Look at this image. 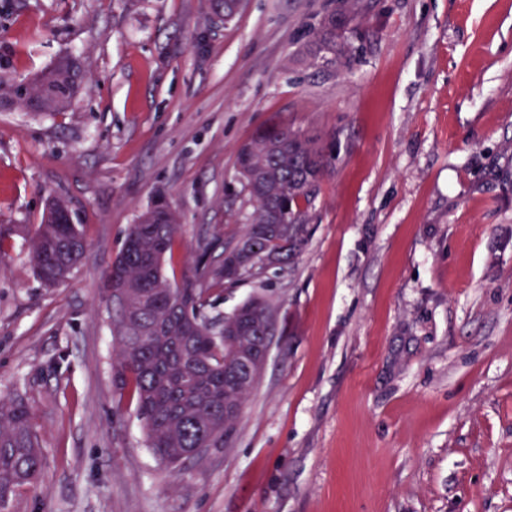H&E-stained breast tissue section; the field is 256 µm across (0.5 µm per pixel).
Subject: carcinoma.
<instances>
[{"label": "carcinoma", "mask_w": 512, "mask_h": 512, "mask_svg": "<svg viewBox=\"0 0 512 512\" xmlns=\"http://www.w3.org/2000/svg\"><path fill=\"white\" fill-rule=\"evenodd\" d=\"M342 13L322 19L313 59L324 53L347 59ZM73 62L64 60L30 82L12 83L8 103L43 112L66 106L76 89ZM336 156L314 139L282 123L259 130L237 152L240 194L252 210L244 217L237 244H224V258L195 266L177 283L165 273L180 230L173 209L155 204L142 211L123 240L103 287L125 288L126 304L112 307V333L120 392L135 398L137 415L155 460L174 465L194 448L224 442L236 425L261 368L250 366L253 352L270 341L275 307L254 296L231 312L213 313V286L237 284L271 268L281 269L308 241V209L317 198ZM86 239L80 224H40L29 241V257L45 285L81 262ZM43 452L32 413L21 400L0 399V507L16 489L39 483Z\"/></svg>", "instance_id": "1"}]
</instances>
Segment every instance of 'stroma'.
<instances>
[{"instance_id":"stroma-1","label":"stroma","mask_w":512,"mask_h":512,"mask_svg":"<svg viewBox=\"0 0 512 512\" xmlns=\"http://www.w3.org/2000/svg\"><path fill=\"white\" fill-rule=\"evenodd\" d=\"M361 5L350 60L322 15ZM69 56L65 111L0 108V395L35 415L37 486L9 512H512V0H0V80ZM280 122L336 155L303 251L224 286L278 308L236 433L170 469L113 380L101 282L137 215H180L183 278L238 237L239 146ZM68 199L65 282L25 233ZM211 251H204L205 243ZM345 13H330L322 19L319 31L316 34L313 43L314 48L312 55L314 60H324L326 62L336 61L337 58H349L348 44L343 41H338L341 37L340 32L350 23V18ZM322 52H330L334 55L333 59H327L326 56L321 55Z\"/></svg>"}]
</instances>
